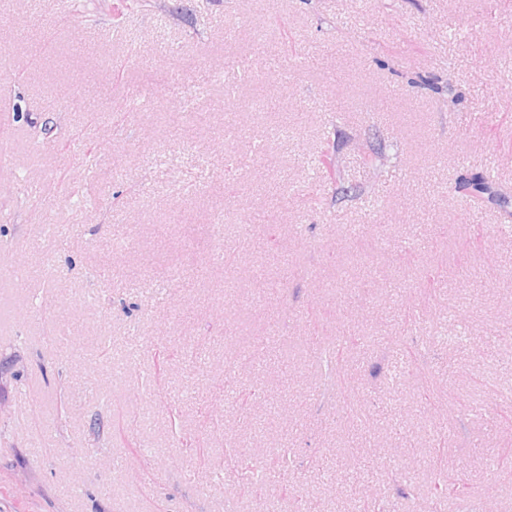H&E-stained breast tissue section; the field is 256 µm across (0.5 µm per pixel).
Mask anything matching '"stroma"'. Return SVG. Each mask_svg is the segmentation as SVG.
<instances>
[{
	"instance_id": "35a3bbf8",
	"label": "stroma",
	"mask_w": 512,
	"mask_h": 512,
	"mask_svg": "<svg viewBox=\"0 0 512 512\" xmlns=\"http://www.w3.org/2000/svg\"><path fill=\"white\" fill-rule=\"evenodd\" d=\"M119 2L0 0V512H512V0ZM241 451H243L244 454ZM224 454L227 459L236 464L238 468L237 471L246 484L258 482L256 480L257 467L250 454H248L244 448H225ZM429 485L435 498H448L451 496H460L464 493V487L459 483L448 482L447 475L441 471H431L429 475Z\"/></svg>"
}]
</instances>
